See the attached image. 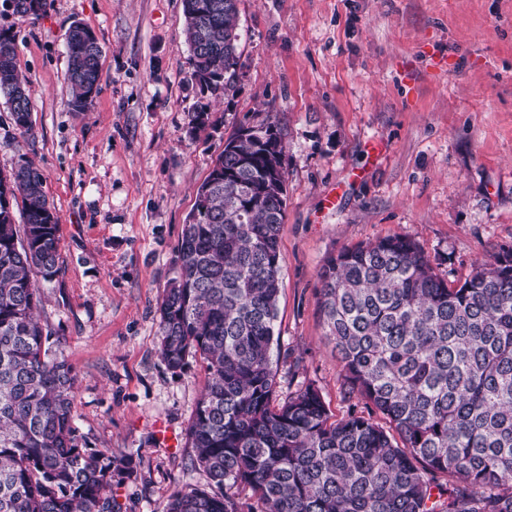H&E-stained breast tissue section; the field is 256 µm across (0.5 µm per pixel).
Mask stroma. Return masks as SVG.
<instances>
[{
	"label": "stroma",
	"instance_id": "1",
	"mask_svg": "<svg viewBox=\"0 0 512 512\" xmlns=\"http://www.w3.org/2000/svg\"><path fill=\"white\" fill-rule=\"evenodd\" d=\"M241 68L208 102L191 81L182 0H52L40 18L0 0L29 80L31 158L58 216L61 271L40 321L76 381L90 448L133 453L123 512H163L206 487L185 434L207 375L167 367L159 305L196 190L240 127L286 146L275 396L301 385L347 414L317 274L341 250L404 235L454 280L512 246V0H239ZM95 31L102 76L68 108L66 35ZM209 104L218 128L194 133Z\"/></svg>",
	"mask_w": 512,
	"mask_h": 512
}]
</instances>
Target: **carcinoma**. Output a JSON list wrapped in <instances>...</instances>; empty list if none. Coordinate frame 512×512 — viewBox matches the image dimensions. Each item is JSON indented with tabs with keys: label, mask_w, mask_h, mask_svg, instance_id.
I'll list each match as a JSON object with an SVG mask.
<instances>
[{
	"label": "carcinoma",
	"mask_w": 512,
	"mask_h": 512,
	"mask_svg": "<svg viewBox=\"0 0 512 512\" xmlns=\"http://www.w3.org/2000/svg\"><path fill=\"white\" fill-rule=\"evenodd\" d=\"M192 80L227 94L241 67L238 0H183ZM67 37L71 111L101 79L99 42ZM0 32V95L25 145L30 95ZM209 105L191 132L217 128ZM227 139L198 187L160 304L159 353L206 364L186 442L210 489L165 512H512V248L448 283L404 235L341 251L318 272L345 395L383 416L332 419L306 384L276 401L274 322L283 257L285 145L271 124ZM58 218L27 154L0 172V512H123L112 488L135 456L88 448L76 377L37 318V280L60 272ZM254 503L244 505L241 492Z\"/></svg>",
	"instance_id": "carcinoma-1"
}]
</instances>
